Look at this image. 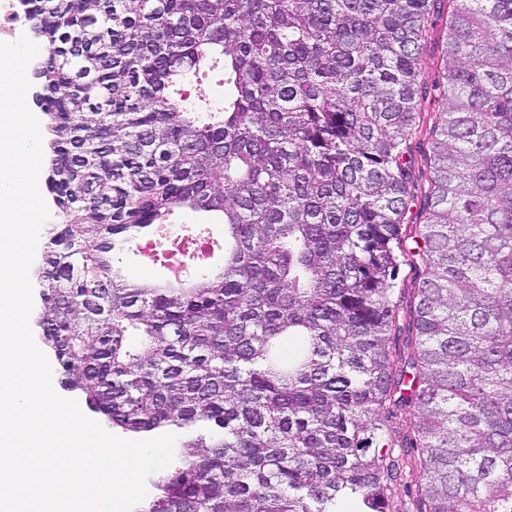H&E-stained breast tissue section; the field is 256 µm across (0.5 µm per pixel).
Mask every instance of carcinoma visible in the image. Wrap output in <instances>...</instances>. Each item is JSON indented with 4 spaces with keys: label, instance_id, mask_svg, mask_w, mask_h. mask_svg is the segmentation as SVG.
Listing matches in <instances>:
<instances>
[{
    "label": "carcinoma",
    "instance_id": "cac0c4a2",
    "mask_svg": "<svg viewBox=\"0 0 512 512\" xmlns=\"http://www.w3.org/2000/svg\"><path fill=\"white\" fill-rule=\"evenodd\" d=\"M434 0H25L49 225L36 324L63 387L180 464L135 512H512V0H454L404 358L390 347ZM224 72V105L178 86ZM177 209L224 216L186 286L118 266ZM385 421V436L397 444L413 446L415 436L412 430L410 415L406 409L391 408ZM414 467L413 474L406 475L403 480L393 484L389 491V508L391 512H408L411 509L416 496L417 486L420 481V473Z\"/></svg>",
    "mask_w": 512,
    "mask_h": 512
}]
</instances>
